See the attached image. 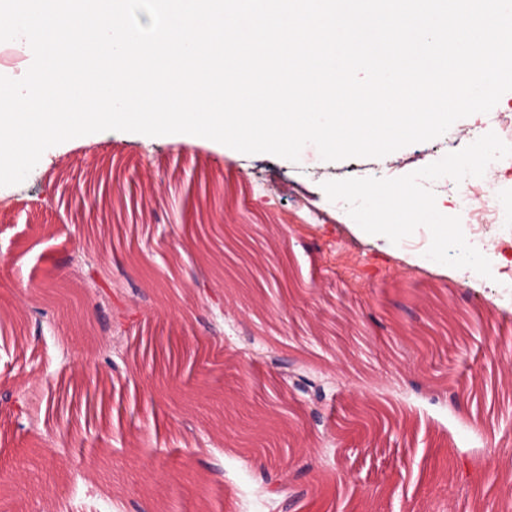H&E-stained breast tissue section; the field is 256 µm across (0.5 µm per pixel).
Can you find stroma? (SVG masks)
Masks as SVG:
<instances>
[{
  "mask_svg": "<svg viewBox=\"0 0 512 512\" xmlns=\"http://www.w3.org/2000/svg\"><path fill=\"white\" fill-rule=\"evenodd\" d=\"M502 112L512 91L385 157L326 161L308 145L296 163L107 130L62 155L47 149L23 183L0 187V321L32 304L37 269L70 281L84 320L49 333L29 319L0 339V462L44 432L64 441L71 426L92 446L18 479L11 512H115L120 501L177 512L184 498L191 512H282L291 490L305 493L291 512H483L495 500L512 512L497 480L462 494L456 462L464 454L490 471L489 448H512V223L487 230L508 263L476 285L353 237L346 205L322 189L411 173L462 149L467 132H498ZM59 180L121 186L105 222L123 240L102 258L111 292L82 277L75 211L47 195ZM213 205L227 226L262 225L248 249L269 282L240 278L235 253L215 266L203 256ZM106 348L126 367L110 374L101 414L83 379ZM275 349L329 401L287 400L266 430L269 457L238 435L286 391L267 362ZM21 391L38 421L6 403ZM48 393L60 400L51 410Z\"/></svg>",
  "mask_w": 512,
  "mask_h": 512,
  "instance_id": "obj_1",
  "label": "stroma"
}]
</instances>
